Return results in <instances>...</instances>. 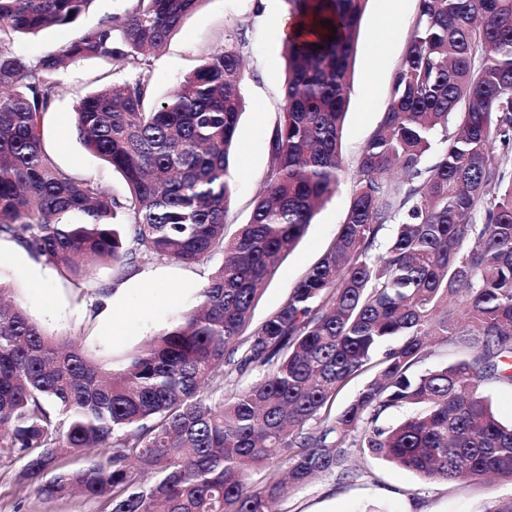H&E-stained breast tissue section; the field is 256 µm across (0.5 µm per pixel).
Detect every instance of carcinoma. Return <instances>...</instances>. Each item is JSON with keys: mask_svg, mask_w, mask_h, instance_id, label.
<instances>
[{"mask_svg": "<svg viewBox=\"0 0 512 512\" xmlns=\"http://www.w3.org/2000/svg\"><path fill=\"white\" fill-rule=\"evenodd\" d=\"M92 2L0 0V234L87 282L104 261L220 262L194 308L112 369L48 334L0 281V447L36 492H79L100 512H273L343 469L349 446L429 479L512 481V424L482 394L512 385V0H419L334 242L248 335L259 290L341 186L367 0H287L300 33L283 46L284 107L263 191L229 238L242 51L205 54L148 107L146 71L205 0H128L83 26ZM66 26L75 36L36 60L9 48ZM92 57L126 78L78 96L76 133L125 194L47 145L59 72ZM437 344L459 358L416 370ZM254 371L259 382L224 395ZM402 407L412 414L380 423ZM99 445L112 455L71 465Z\"/></svg>", "mask_w": 512, "mask_h": 512, "instance_id": "carcinoma-1", "label": "carcinoma"}]
</instances>
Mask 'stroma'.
Masks as SVG:
<instances>
[{
  "label": "stroma",
  "mask_w": 512,
  "mask_h": 512,
  "mask_svg": "<svg viewBox=\"0 0 512 512\" xmlns=\"http://www.w3.org/2000/svg\"><path fill=\"white\" fill-rule=\"evenodd\" d=\"M286 0H204L169 40L149 72L152 101H160L174 83L190 73L206 53L224 45L229 32L245 40L242 83L246 101L231 168L233 196L227 232L246 223L268 167L267 142L283 109L286 79L283 39L278 21L289 12ZM418 0H368L352 63V90L342 131L345 172L340 188L315 215L296 248L265 285L252 315L260 324L286 299L296 282L333 242L349 205L357 158L389 100L391 83L409 41ZM67 91L45 116L48 143L61 166L91 177L116 193L125 184L116 172L87 153L74 127L79 95L118 81L106 58L82 60L61 73ZM207 267L154 260L133 272L104 263L95 267L93 284L61 276L57 267L34 259L10 237L0 235V281L8 284L28 314L49 333L69 337L84 353L121 360L196 305ZM120 289L118 326L92 313L94 286ZM352 478L319 476L289 495L282 512H478L487 502L512 497V482L474 479L439 482L422 478L385 460L350 449ZM22 460L0 455V512H98L96 502L80 496L47 499L21 476Z\"/></svg>",
  "instance_id": "stroma-1"
}]
</instances>
